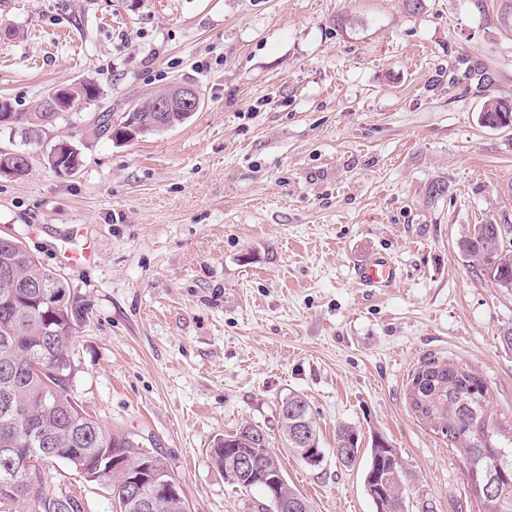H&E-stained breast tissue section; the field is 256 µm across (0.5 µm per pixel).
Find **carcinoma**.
Segmentation results:
<instances>
[{
  "label": "carcinoma",
  "instance_id": "1",
  "mask_svg": "<svg viewBox=\"0 0 512 512\" xmlns=\"http://www.w3.org/2000/svg\"><path fill=\"white\" fill-rule=\"evenodd\" d=\"M98 84L89 79L69 85L73 110L95 101ZM149 97L116 115L104 112L97 119L96 132L117 141L129 139L132 129L140 134L174 128L187 120L183 112L167 113V125H160L159 114L146 107ZM11 120L0 124L1 130L20 135L24 142L42 138L49 127L65 119L66 113L51 110L50 94H45L31 112H15L7 98H0V111ZM502 112L512 113V103L489 97L484 103V118L491 120ZM50 167L59 175H73L82 166L79 147L61 150ZM30 161L19 153L0 150V175L17 178L28 175ZM504 234L490 232L487 225L473 229L459 240V253L480 269L490 282L512 293V250L505 249L504 236L512 235V225H502ZM62 279L43 265L16 238L0 236V475L11 470L16 457H35L49 466L66 464L79 474L86 472L92 481L111 489L116 512H138V506L123 498L121 478L112 470L116 462L125 469H135L148 459L160 468L167 464L158 455L141 451L127 434L112 430L86 414L73 400L69 387L54 392L48 383L53 377L40 375L33 365L61 370L73 376L69 352L74 334L84 321L83 311L71 306L51 310L38 303L40 286ZM409 395L418 416L440 427L448 437L465 467L479 512H512V422L494 418L489 389L485 381L465 367L448 361L429 359L412 374ZM288 406L299 411L282 421L281 431L288 447L301 453L306 444L296 441L294 422L312 421L307 400L299 394L286 397ZM263 430L246 424L214 443L212 460L224 471L227 457L260 447ZM336 451L343 465L357 462L358 437L353 428L337 432ZM283 469L279 457L259 456L256 469L241 477L237 485L258 489L268 496L269 473ZM411 473L401 463L396 449L383 438L375 439L367 450L364 486L375 512H408L406 485ZM47 473H42L39 490L19 487L10 494L0 491V508L11 501L25 500L29 512H81L80 503L70 496H56L47 489ZM184 493L179 498L160 499L152 512H186Z\"/></svg>",
  "mask_w": 512,
  "mask_h": 512
}]
</instances>
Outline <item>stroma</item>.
I'll use <instances>...</instances> for the list:
<instances>
[{"instance_id":"obj_1","label":"stroma","mask_w":512,"mask_h":512,"mask_svg":"<svg viewBox=\"0 0 512 512\" xmlns=\"http://www.w3.org/2000/svg\"><path fill=\"white\" fill-rule=\"evenodd\" d=\"M512 0H0V97L30 112L51 88L97 81V101L24 146L32 170L0 177V234L68 284L87 317L71 395L165 458L189 512H253L226 483L216 438L251 423L314 512H375L362 464L336 457L385 437L412 473L410 512H478L460 458L414 412L412 373L453 361L512 416V294L460 255L477 224L512 225ZM175 81L204 103L183 124L128 142L96 134ZM75 141L83 165L46 154ZM69 248L90 249L68 263ZM385 257L395 285L365 288ZM302 393L323 460L289 451L281 400ZM51 493L113 512L110 492L65 464ZM66 141L71 144L74 149L61 150L60 153L55 156L56 161L50 160L48 154V163L50 167L59 175H73L82 166V154L78 145L70 140H61L60 142ZM336 438V451L339 454L343 465L350 466L357 462L360 454L358 448V437L352 427L346 426L339 428ZM343 448H353L350 455L343 451Z\"/></svg>"}]
</instances>
